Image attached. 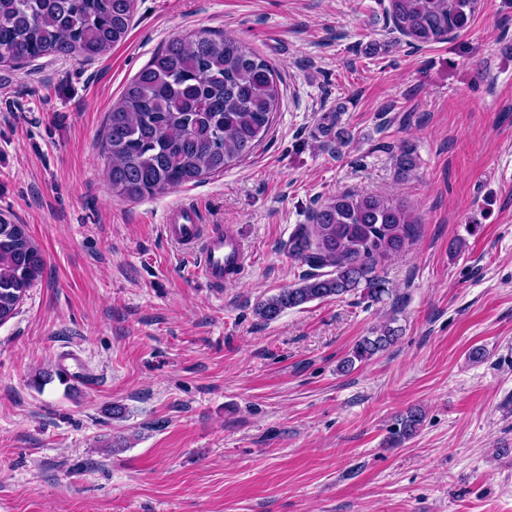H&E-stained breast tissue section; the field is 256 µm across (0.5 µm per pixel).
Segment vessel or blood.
<instances>
[{
	"mask_svg": "<svg viewBox=\"0 0 512 512\" xmlns=\"http://www.w3.org/2000/svg\"><path fill=\"white\" fill-rule=\"evenodd\" d=\"M164 231L181 247L189 274L213 287H223L230 272L245 267L248 250L242 239L221 228L203 225L193 208H171L165 218Z\"/></svg>",
	"mask_w": 512,
	"mask_h": 512,
	"instance_id": "vessel-or-blood-1",
	"label": "vessel or blood"
}]
</instances>
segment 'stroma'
Segmentation results:
<instances>
[{"instance_id": "obj_1", "label": "stroma", "mask_w": 512, "mask_h": 512, "mask_svg": "<svg viewBox=\"0 0 512 512\" xmlns=\"http://www.w3.org/2000/svg\"><path fill=\"white\" fill-rule=\"evenodd\" d=\"M202 30L276 71L269 135L202 182L117 195L113 104ZM333 111L352 135L339 155L318 146ZM404 145L416 171L399 181ZM339 191L420 221L378 266L391 296L260 319L257 300L299 279L294 225ZM179 203L244 239L252 261L223 287L190 278L166 237ZM0 220L45 259L0 324V512H512V0H480L465 31L420 48L382 0H136L103 57L0 64ZM388 320L397 342L339 372ZM412 407L421 428L388 447ZM423 421L424 413L417 407L397 414L388 429V446L395 448L410 440L417 433Z\"/></svg>"}]
</instances>
